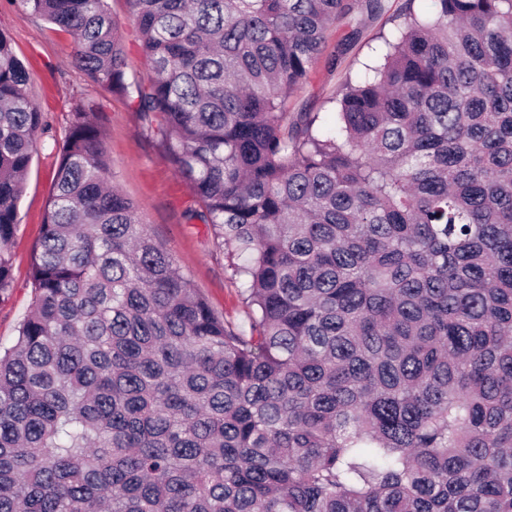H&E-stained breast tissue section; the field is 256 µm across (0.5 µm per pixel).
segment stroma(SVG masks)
<instances>
[{
	"instance_id": "obj_1",
	"label": "stroma",
	"mask_w": 512,
	"mask_h": 512,
	"mask_svg": "<svg viewBox=\"0 0 512 512\" xmlns=\"http://www.w3.org/2000/svg\"><path fill=\"white\" fill-rule=\"evenodd\" d=\"M351 2L361 36L349 40L351 27L344 21L329 26L321 54L288 101L290 111L317 113L327 125L334 121L333 97L338 96L347 78L356 76L378 36L393 32L407 11H433L431 0H381L380 10L371 15L364 9V0ZM108 6L125 48L126 79L140 80L149 66L135 40L128 0H108ZM0 31L11 37L17 57L28 70L30 93L45 121L35 135L20 222L10 247L13 288L8 298L0 300V348L15 344L18 326L34 299L32 261L43 237L46 206L59 161L58 145L68 132L70 111L78 102L94 106L103 131L109 176L135 203L148 233L217 315L248 329V310L239 283L229 275L226 255L215 247L208 226L190 220V213L199 207L196 196L159 139L146 130L135 105L123 95L108 93L80 78L69 56L71 36L23 8L19 0H0Z\"/></svg>"
}]
</instances>
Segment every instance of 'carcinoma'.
<instances>
[{"instance_id":"obj_1","label":"carcinoma","mask_w":512,"mask_h":512,"mask_svg":"<svg viewBox=\"0 0 512 512\" xmlns=\"http://www.w3.org/2000/svg\"><path fill=\"white\" fill-rule=\"evenodd\" d=\"M136 103L232 256L218 316L60 148L35 301L0 355V512H512V0H432L335 122L288 99L349 0H19ZM0 31V298L43 115ZM112 20L118 26L125 48V76L128 82L144 78L149 70L148 62L135 40V25L127 0H108Z\"/></svg>"}]
</instances>
